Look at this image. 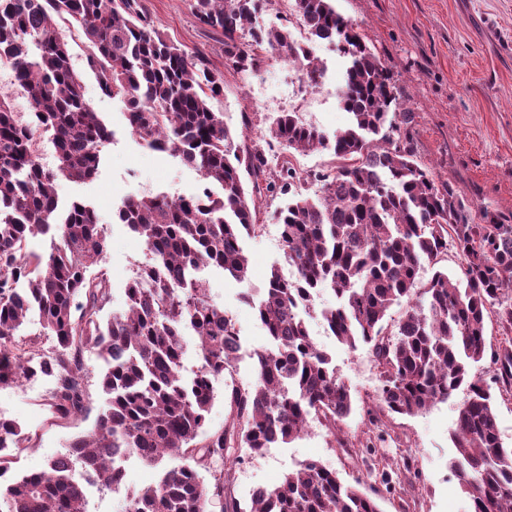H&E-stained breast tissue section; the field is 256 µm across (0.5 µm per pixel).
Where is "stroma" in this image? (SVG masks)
Wrapping results in <instances>:
<instances>
[{
    "instance_id": "1",
    "label": "stroma",
    "mask_w": 512,
    "mask_h": 512,
    "mask_svg": "<svg viewBox=\"0 0 512 512\" xmlns=\"http://www.w3.org/2000/svg\"><path fill=\"white\" fill-rule=\"evenodd\" d=\"M143 3L173 41L202 54L222 74L224 91L211 106L223 113L239 144L259 142L276 113L291 103L297 104L306 122L327 134L348 125L349 115L336 96L342 59L335 47L325 42L313 46L327 67L323 95L296 100L288 92L284 63L274 61L264 67L255 91L249 76L227 65L221 35L198 24L191 0ZM334 5L358 26L393 71L410 114L418 163L439 180L452 182L468 200L475 220L490 214L512 224V0H334ZM59 32L69 45L71 65L83 80L88 102L113 137L101 150L95 179L86 183L60 179L55 190L60 203L82 198L95 207L107 244L109 306L116 309L125 303V288L134 270L150 259L145 243L125 225L115 223L116 205L125 198L160 192L188 197L201 193L205 182L179 157L151 149L131 136L122 102L100 89L83 37L65 25ZM256 203L258 227L244 240L247 279L236 283L217 271L208 274L210 296L233 319L241 347L233 368L214 382L216 396L206 422L210 433L222 429L229 416L232 386L253 384L252 355L268 345L252 300L263 297L271 268H278L287 279L295 275L285 258L278 226L284 196L265 195ZM308 329L348 387L352 412L333 432L314 419L290 443L260 454L240 449L232 498L246 510L255 486L273 488L300 463L313 459L336 470L345 482H360L381 512H471V501L449 468L455 454L451 433L458 399L412 416L383 411L377 401L380 376L368 347L352 349L340 343L318 318L309 319ZM104 371L96 353H85L82 377L88 399L83 413L66 422L52 414L51 379L0 387V414L18 422L31 438L30 447L12 449L13 472L45 469L50 459L66 452L73 437L94 427L106 403L101 387ZM125 470L120 491L91 495L90 512H121L127 493L151 485L158 474L133 457Z\"/></svg>"
}]
</instances>
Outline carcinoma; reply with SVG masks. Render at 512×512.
<instances>
[{
    "label": "carcinoma",
    "instance_id": "1",
    "mask_svg": "<svg viewBox=\"0 0 512 512\" xmlns=\"http://www.w3.org/2000/svg\"><path fill=\"white\" fill-rule=\"evenodd\" d=\"M270 2L194 0L192 7L201 25L224 35V58L240 73L286 60L313 81L326 69L312 45H335L345 59L340 104L350 124L329 137L297 113L281 112L264 144L243 152L224 113L210 105L223 91L220 76L172 42L142 0H0V64L11 68L32 107V120L24 122L0 93V386L29 372L49 376L54 414L68 419L85 407L83 357L93 351L106 365L107 395L93 429L73 438L66 454L0 484L8 512H88L70 465L112 490L124 477L113 464L119 454L150 466L170 455L184 460L128 498L123 512H211L232 473L222 471L208 486L198 467L235 448L261 454L287 444L312 414L334 429L352 410L350 391L314 344L307 316L320 318L352 349L370 347L383 378L379 401L391 413L415 415L466 390L450 467L473 512H512V448L500 440L491 387L469 372L487 354L490 314L512 332V305L502 302L512 291V224L474 223L460 191L419 166L391 69L332 0H294L304 43L286 26H252ZM58 20L84 36L102 91L125 104L130 133L221 189L179 200L129 198L116 208L118 223L143 239L153 262L135 271L126 306L105 322L109 280L97 214L83 200L59 209L54 182L60 175L94 179L112 132L85 99ZM39 131L52 136L55 171L39 164ZM275 147L329 151L336 168L314 173L315 196L294 193L297 171L286 160L272 165ZM263 189L288 196L280 230L297 277L272 271L253 305L269 337V346L254 353L256 380L231 388L230 420L204 436L214 380L231 368L239 333L211 299L202 272L217 268L227 279H246L242 238L257 227L250 192ZM47 234L48 255L30 249L32 238ZM450 245L464 258L466 287L442 270L422 282L424 264H435ZM322 290L335 301L319 309L314 294ZM404 299L408 308L390 330L388 311ZM34 308L38 335L53 342L46 352L20 334ZM187 331L200 361L188 378L182 374ZM491 358L495 381L512 389V337ZM26 440L19 423L0 418V473L10 469L7 450ZM225 508L380 512L372 497L314 460L285 475L265 498L251 499L249 510L234 499Z\"/></svg>",
    "mask_w": 512,
    "mask_h": 512
}]
</instances>
